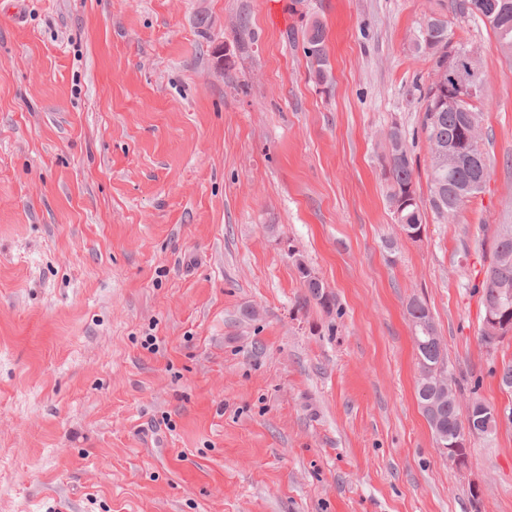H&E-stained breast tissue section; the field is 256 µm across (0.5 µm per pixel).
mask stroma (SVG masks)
Listing matches in <instances>:
<instances>
[{
	"label": "stroma",
	"instance_id": "35a3bbf8",
	"mask_svg": "<svg viewBox=\"0 0 512 512\" xmlns=\"http://www.w3.org/2000/svg\"><path fill=\"white\" fill-rule=\"evenodd\" d=\"M450 0H26L0 15V512H512V428L464 470L416 399L406 312L512 403L478 289L512 224V58L477 47L492 160L429 207L413 40ZM327 33L329 83L304 33ZM399 127L421 237L392 221ZM329 307L305 302L296 259ZM481 500H474V485ZM304 53L308 58L309 76L320 84L327 80L330 62L326 48V32L319 21H314L306 34Z\"/></svg>",
	"mask_w": 512,
	"mask_h": 512
}]
</instances>
